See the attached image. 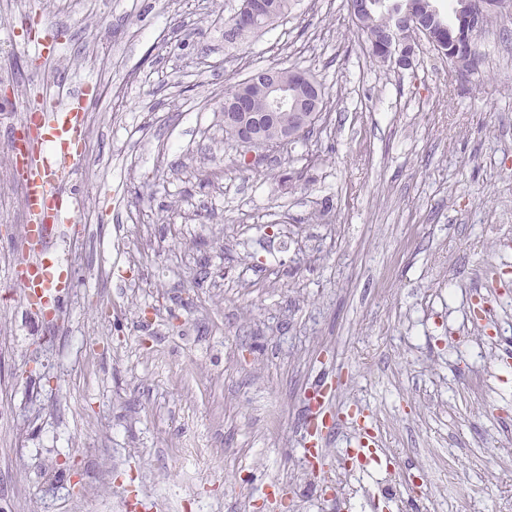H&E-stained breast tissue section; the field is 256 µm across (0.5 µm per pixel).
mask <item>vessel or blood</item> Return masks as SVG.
Listing matches in <instances>:
<instances>
[{
	"label": "vessel or blood",
	"instance_id": "vessel-or-blood-1",
	"mask_svg": "<svg viewBox=\"0 0 512 512\" xmlns=\"http://www.w3.org/2000/svg\"><path fill=\"white\" fill-rule=\"evenodd\" d=\"M87 104L85 92L69 91L65 100L46 97L36 118L49 143L51 154L34 147L27 157L25 191L22 206L29 217L25 241L27 247L14 264L13 286L34 310H61L73 286L71 278L49 261L48 243L56 233L71 224L81 198L62 189L64 179L73 177L78 158L73 147L84 134L82 113ZM376 435L360 434L352 443L351 453L367 463L377 459Z\"/></svg>",
	"mask_w": 512,
	"mask_h": 512
}]
</instances>
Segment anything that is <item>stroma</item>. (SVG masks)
Wrapping results in <instances>:
<instances>
[{"label":"stroma","mask_w":512,"mask_h":512,"mask_svg":"<svg viewBox=\"0 0 512 512\" xmlns=\"http://www.w3.org/2000/svg\"><path fill=\"white\" fill-rule=\"evenodd\" d=\"M237 4L69 0L51 21L0 0V142L59 81L91 116L49 322L10 286L24 185L0 149V508L512 512V13L460 79L426 42L407 70L369 59L348 0H294L229 47ZM269 65L311 71L326 120L226 143L225 85ZM323 373L321 480L292 484ZM363 426L389 465L344 466Z\"/></svg>","instance_id":"stroma-1"}]
</instances>
